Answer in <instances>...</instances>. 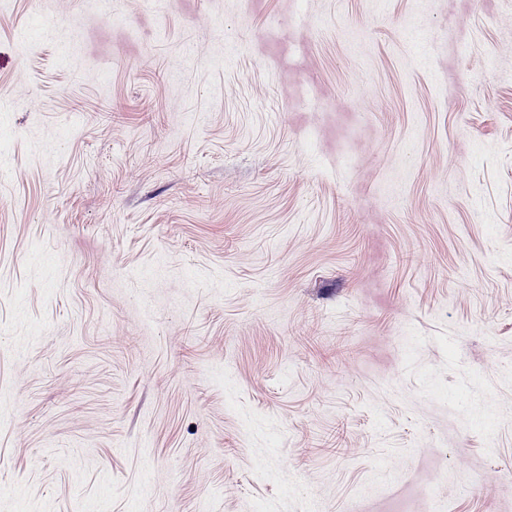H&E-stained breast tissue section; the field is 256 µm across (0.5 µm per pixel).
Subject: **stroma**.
Listing matches in <instances>:
<instances>
[{"instance_id": "stroma-1", "label": "stroma", "mask_w": 512, "mask_h": 512, "mask_svg": "<svg viewBox=\"0 0 512 512\" xmlns=\"http://www.w3.org/2000/svg\"><path fill=\"white\" fill-rule=\"evenodd\" d=\"M0 168V512H512V0H9Z\"/></svg>"}]
</instances>
